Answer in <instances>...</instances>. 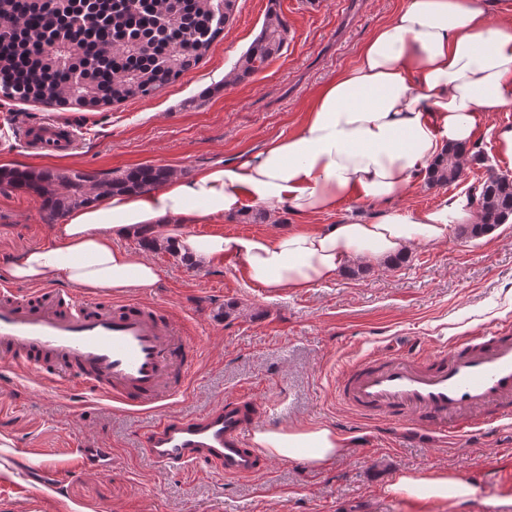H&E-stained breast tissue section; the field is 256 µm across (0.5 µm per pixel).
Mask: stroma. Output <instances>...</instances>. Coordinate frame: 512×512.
Masks as SVG:
<instances>
[{
    "mask_svg": "<svg viewBox=\"0 0 512 512\" xmlns=\"http://www.w3.org/2000/svg\"><path fill=\"white\" fill-rule=\"evenodd\" d=\"M402 5L280 0L288 22L284 49L251 79L229 86L225 80L259 34L268 8V0H239L234 21L202 62L156 96L94 111L0 98V165L107 173L151 164L186 178L215 162L236 164L294 130L321 86L353 66L361 45ZM44 120L71 125L77 149L65 157L45 156L15 137V126ZM477 145L461 180L432 186L426 176H416L393 208L447 204L468 195L489 171L512 170L498 157L492 135L481 136ZM378 212L363 202L307 217L284 207L271 214L251 207L193 230L277 234ZM47 229L40 198L0 187V260L43 243ZM149 258L160 280L146 303L185 321L201 347L191 386L170 413L198 417L247 391L260 405L255 427L325 425L347 435L348 448L320 468L270 457L249 478L225 477L217 466L192 473L161 468L142 454L154 413L41 387L0 361V437L11 442L10 460L0 468V512H512V491L498 497L476 492L425 511L385 491L405 472L512 470V426L454 442L405 425L366 430L337 401L333 387L337 367L367 352L387 354L417 343L434 351L512 318V221L475 240L454 228L440 243L410 247L400 265L345 271L272 299L248 283L237 258L204 267L165 251ZM81 448L109 449L110 467L70 474ZM27 461L62 472L59 489L34 499L15 493L25 482Z\"/></svg>",
    "mask_w": 512,
    "mask_h": 512,
    "instance_id": "stroma-1",
    "label": "stroma"
}]
</instances>
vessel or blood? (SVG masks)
Masks as SVG:
<instances>
[{"instance_id":"b4317fda","label":"vessel or blood","mask_w":512,"mask_h":512,"mask_svg":"<svg viewBox=\"0 0 512 512\" xmlns=\"http://www.w3.org/2000/svg\"><path fill=\"white\" fill-rule=\"evenodd\" d=\"M18 135L28 149L49 155L77 147L74 132L59 124L26 123ZM0 357L51 387L153 408L186 394L200 354L160 307L51 286L24 294L1 283ZM336 395L360 423H406L454 437L504 425L512 421V326L494 323L442 352L418 345L366 353L340 369ZM255 405L241 395L201 418L162 417L147 435L148 456L163 468L218 465L228 478L254 476L260 470Z\"/></svg>"}]
</instances>
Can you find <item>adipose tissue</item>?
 Here are the masks:
<instances>
[{"mask_svg":"<svg viewBox=\"0 0 512 512\" xmlns=\"http://www.w3.org/2000/svg\"><path fill=\"white\" fill-rule=\"evenodd\" d=\"M491 112H512V16L493 20L489 0H405L357 63L323 85L299 126L255 158L176 175L154 190L104 194L50 225L46 243L1 261L0 272L30 285L56 280L96 294L147 296L160 279L157 266L119 242L150 230L190 263L230 255L253 286L303 292L353 262L399 259L478 217L455 200L276 235L198 234L192 225L249 206L319 215L346 202H390L448 145L474 143ZM253 442L268 456L314 466L347 445L326 426L261 428ZM387 491L425 504H454L472 493L448 471L406 473Z\"/></svg>","mask_w":512,"mask_h":512,"instance_id":"obj_1","label":"adipose tissue"}]
</instances>
